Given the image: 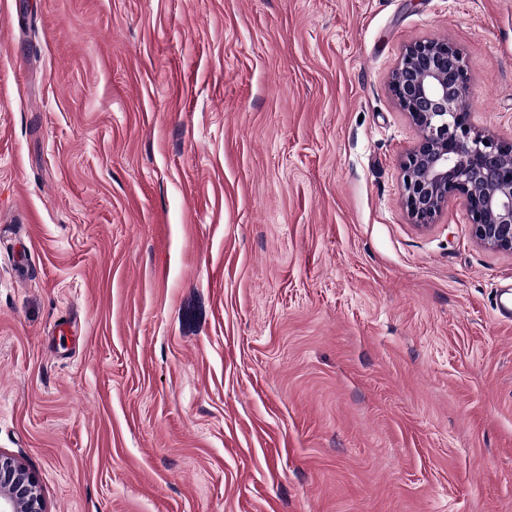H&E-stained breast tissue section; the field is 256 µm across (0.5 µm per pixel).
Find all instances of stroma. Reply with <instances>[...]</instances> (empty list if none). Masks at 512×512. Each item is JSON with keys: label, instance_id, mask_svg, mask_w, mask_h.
<instances>
[{"label": "stroma", "instance_id": "obj_1", "mask_svg": "<svg viewBox=\"0 0 512 512\" xmlns=\"http://www.w3.org/2000/svg\"><path fill=\"white\" fill-rule=\"evenodd\" d=\"M425 40L512 140V0H0V452L46 512H512V253L403 198Z\"/></svg>", "mask_w": 512, "mask_h": 512}]
</instances>
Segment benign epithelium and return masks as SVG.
Segmentation results:
<instances>
[{"label":"benign epithelium","instance_id":"1","mask_svg":"<svg viewBox=\"0 0 512 512\" xmlns=\"http://www.w3.org/2000/svg\"><path fill=\"white\" fill-rule=\"evenodd\" d=\"M391 90L420 136L401 166L410 217L426 226L456 197L471 217L476 239L512 253V169L501 165L512 141L477 128L462 109L469 87L461 53L439 40L408 46ZM0 512H45L34 476L20 460L2 453Z\"/></svg>","mask_w":512,"mask_h":512}]
</instances>
